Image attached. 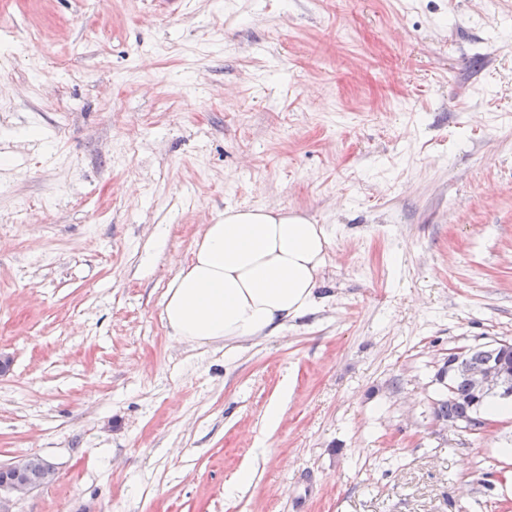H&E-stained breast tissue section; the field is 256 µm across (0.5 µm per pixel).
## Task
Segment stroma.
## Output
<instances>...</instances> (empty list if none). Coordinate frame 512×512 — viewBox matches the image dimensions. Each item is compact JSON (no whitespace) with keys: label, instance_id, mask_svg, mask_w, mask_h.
I'll return each instance as SVG.
<instances>
[{"label":"stroma","instance_id":"obj_1","mask_svg":"<svg viewBox=\"0 0 512 512\" xmlns=\"http://www.w3.org/2000/svg\"><path fill=\"white\" fill-rule=\"evenodd\" d=\"M263 205L331 233L322 305L179 344L180 264ZM503 341L512 0H0V465L56 471L13 512H512V418L434 415Z\"/></svg>","mask_w":512,"mask_h":512}]
</instances>
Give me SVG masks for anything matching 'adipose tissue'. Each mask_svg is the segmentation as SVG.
<instances>
[{"instance_id": "adipose-tissue-1", "label": "adipose tissue", "mask_w": 512, "mask_h": 512, "mask_svg": "<svg viewBox=\"0 0 512 512\" xmlns=\"http://www.w3.org/2000/svg\"><path fill=\"white\" fill-rule=\"evenodd\" d=\"M331 236L324 225L266 207L230 208L206 225L171 282L162 312L192 346L275 336L318 303Z\"/></svg>"}]
</instances>
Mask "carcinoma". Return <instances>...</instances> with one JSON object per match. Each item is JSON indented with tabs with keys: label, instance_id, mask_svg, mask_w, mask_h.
I'll use <instances>...</instances> for the list:
<instances>
[{
	"label": "carcinoma",
	"instance_id": "obj_1",
	"mask_svg": "<svg viewBox=\"0 0 512 512\" xmlns=\"http://www.w3.org/2000/svg\"><path fill=\"white\" fill-rule=\"evenodd\" d=\"M488 359L502 363L512 372V344L499 343L492 347L468 348L453 354V360L457 364L455 370L448 375L450 389L447 390L446 397L435 403L434 411L438 416L462 423L475 422L484 417L483 410L492 395L476 392L461 366Z\"/></svg>",
	"mask_w": 512,
	"mask_h": 512
}]
</instances>
